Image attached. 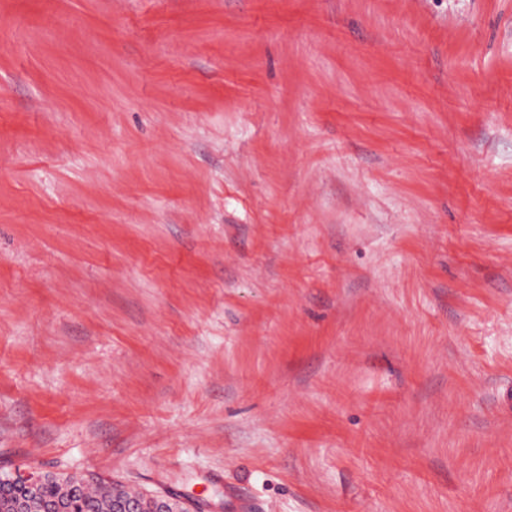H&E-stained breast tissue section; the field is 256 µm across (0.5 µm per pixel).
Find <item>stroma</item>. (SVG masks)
Listing matches in <instances>:
<instances>
[{"label":"stroma","instance_id":"stroma-1","mask_svg":"<svg viewBox=\"0 0 512 512\" xmlns=\"http://www.w3.org/2000/svg\"><path fill=\"white\" fill-rule=\"evenodd\" d=\"M21 464L512 512V0H0Z\"/></svg>","mask_w":512,"mask_h":512}]
</instances>
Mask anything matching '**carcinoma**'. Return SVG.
<instances>
[{"label":"carcinoma","instance_id":"1","mask_svg":"<svg viewBox=\"0 0 512 512\" xmlns=\"http://www.w3.org/2000/svg\"><path fill=\"white\" fill-rule=\"evenodd\" d=\"M36 493L41 501L60 507L59 512H112V500L129 495L122 484L110 479L99 478L75 488L51 473L43 474Z\"/></svg>","mask_w":512,"mask_h":512}]
</instances>
